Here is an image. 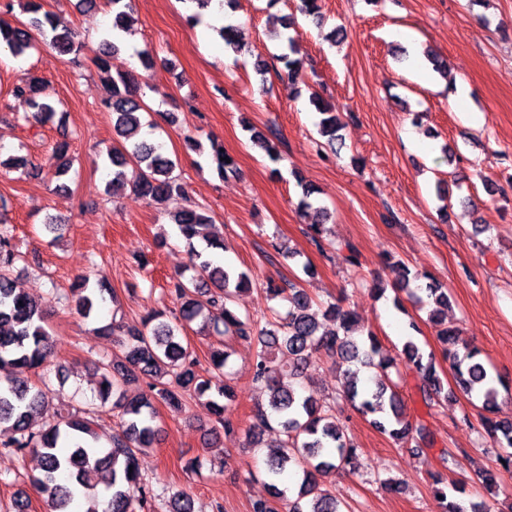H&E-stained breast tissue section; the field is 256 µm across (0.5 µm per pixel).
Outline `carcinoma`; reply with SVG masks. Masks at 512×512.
<instances>
[{"mask_svg": "<svg viewBox=\"0 0 512 512\" xmlns=\"http://www.w3.org/2000/svg\"><path fill=\"white\" fill-rule=\"evenodd\" d=\"M112 14V24L104 33L102 54L96 66L107 74V97L104 106L112 112L113 130L123 139L121 146L108 152L116 167L132 164V177L120 171L112 178L106 192H132L160 203L174 194L183 193V185L174 175L175 162L160 151V145L143 136V114L150 107L138 93L142 75L115 63L122 45L119 32L129 29L131 0H105ZM298 10L322 26L321 0H299ZM30 14L26 23L0 25V44L15 57L50 45L61 57L77 55L76 31L59 27L53 16L42 11L39 0H26ZM286 39L287 51L276 57L284 65L288 80L297 79L298 40ZM25 106L26 121L44 126L57 114V103L46 91V82L33 76L13 90ZM311 104L323 114L319 125L322 136L336 140L343 123L322 96L314 91ZM250 140L269 158L279 157L276 135L255 131ZM68 143L55 148V176L67 174L65 160ZM218 150L214 155L216 172L224 180L238 176L235 162ZM317 189L302 186L300 206L303 215L327 216L326 208L315 205ZM172 221L186 240L191 275L182 270L169 281V293L177 305L174 320L159 311L148 313L138 322H111L96 328V333L112 338V357L100 361L99 398L101 404L112 403L118 411L121 431L101 439L87 412L57 410L52 422L36 429L33 417L44 411L45 396L32 377L44 367L51 336L46 329V315L40 305L14 287L10 271L22 255L12 245L8 230L0 228V370L10 375L0 381V452L23 454L32 451L40 458L41 474L35 478L38 489L48 494L50 512H69L75 496L87 504L84 512H150L152 496L142 483L140 455L158 441L154 425L155 404L181 408L190 400L206 399L213 416L212 431L226 434L238 426L224 418V401L233 400L234 391L223 381L216 384L196 373L197 357L181 342L180 332L197 320L209 336H224L255 343L256 357L251 367L252 382L267 392V402L252 411V425L246 431V445L257 448L264 432L276 430L281 435L274 449L267 453L266 466L271 499L253 503V512H343L324 483L336 470L353 464L356 448L346 437L336 416V404L318 402L299 390L304 371L312 356L349 364L343 371L339 399L364 415L373 416L372 425L381 433L412 450H421L429 434L424 425H414L405 418L396 385L388 375L394 358L385 352L375 335L360 329L358 313L341 303H330L325 315L336 329L318 332V323L310 313L312 299L304 288H283L270 283L267 294L286 303L283 316L257 323L241 316L233 306L239 293L249 289L250 276L245 271L213 264L208 251L224 249L223 239L211 232L212 218L198 205L178 211ZM386 266L396 274L397 288H405L411 274L400 260L387 258ZM424 292L431 308L429 316L437 327L436 335L443 356L452 360L454 383L464 394L481 401V425L496 447L502 450L498 466L486 469L480 479L489 488L498 487V467H512V422L495 420L498 390L487 368L479 359L480 350L465 348L459 353V331L445 325L442 308L448 306V293L435 279L425 284ZM75 312L84 320L96 317L100 307L114 299L106 279L95 283L80 279L71 288ZM402 354L421 374L425 400L448 398L434 354H424L412 340L402 347ZM352 365L376 370L375 389L359 387V370ZM146 380V390L128 394L127 386ZM434 495L441 512H489L484 503L464 502L458 496L462 487L448 486L446 479L432 476Z\"/></svg>", "mask_w": 512, "mask_h": 512, "instance_id": "obj_1", "label": "carcinoma"}]
</instances>
